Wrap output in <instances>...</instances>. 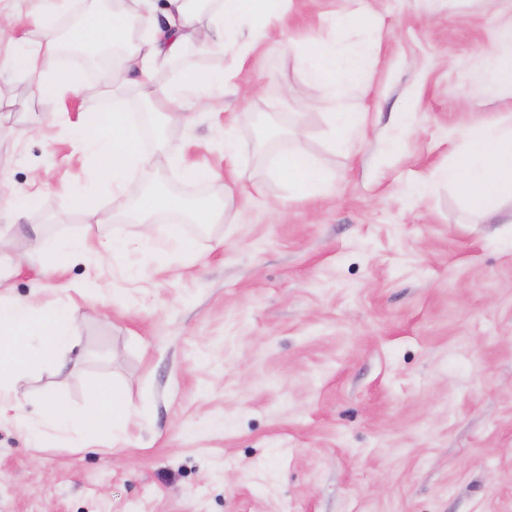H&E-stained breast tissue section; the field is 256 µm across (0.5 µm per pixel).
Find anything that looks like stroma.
Instances as JSON below:
<instances>
[{
    "label": "stroma",
    "mask_w": 512,
    "mask_h": 512,
    "mask_svg": "<svg viewBox=\"0 0 512 512\" xmlns=\"http://www.w3.org/2000/svg\"><path fill=\"white\" fill-rule=\"evenodd\" d=\"M372 3L376 26L336 31L355 0H289L285 29L240 76L249 97L165 128L171 151L215 178L185 183L159 154L128 197L158 174L187 198L223 200L229 112L248 113L236 131L249 146L301 120L334 175L330 191L301 197L249 150L238 223L183 225L195 250L181 260L162 218L129 260L58 255L57 272H41L45 240L136 239L143 227L87 224L112 192L92 176L76 112L40 97L36 77L0 78V198L31 196L7 228L0 292L79 308L74 363L31 365L17 415L0 419V512H512V210L488 222L453 186L411 192L465 134L512 123V87L485 73L512 0ZM320 34L368 48L349 98L365 130L346 150L331 146L332 105L297 65ZM56 67L97 111L149 105L103 69ZM112 384L135 408L117 436L93 398ZM53 403L94 427L30 437Z\"/></svg>",
    "instance_id": "35a3bbf8"
}]
</instances>
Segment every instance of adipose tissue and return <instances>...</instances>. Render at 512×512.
Wrapping results in <instances>:
<instances>
[{"mask_svg":"<svg viewBox=\"0 0 512 512\" xmlns=\"http://www.w3.org/2000/svg\"><path fill=\"white\" fill-rule=\"evenodd\" d=\"M65 2L40 0L38 20L43 38L35 46L20 35L11 17L0 19V73L39 75L40 95L59 102L75 90L74 80L61 76L54 68L61 47L56 15ZM195 2L166 0L165 9L159 14L154 0H141L142 12L134 24L121 11L102 13L93 9L83 15L69 40L78 46L88 44L121 51L120 60L112 68L113 82L150 89L155 103L151 121L183 123L189 119L188 109L213 106L229 94L246 97L248 89L239 83L238 77L256 38L267 36L286 22L276 0H216L217 8L202 29L196 24ZM243 20L249 28L246 40L242 41L238 38V26ZM192 41L230 51V63L206 77L188 65L177 84L154 87L155 69L179 58ZM366 55L363 47L342 53L335 38L320 36L313 38L311 52L297 56L307 87L333 101L330 138L332 145L341 148L349 146L362 131L359 115L350 111L347 99L349 78L363 68ZM78 128L87 147L102 156L94 177L112 185L111 212H91V223L103 225L132 219L149 224L156 216L172 211L181 212L191 224L232 223L226 208L207 196L195 197L186 205L173 195L149 189L134 204L126 203V180L135 169L149 167L153 159L131 113L97 112L92 121L79 123ZM273 159L276 173L293 193L314 196L333 185V174L305 151L298 140H290L286 149L274 153ZM439 181L459 188L470 207L483 218L499 215L506 203H512V126H493L472 133L457 158L422 180L418 190L428 192ZM150 242L147 233L134 241L80 237L47 244L45 251L50 255L61 251L79 261L100 250L121 256L147 247ZM32 336L38 337L39 352L51 367H66L76 341L73 305L45 307L33 298L0 295V417L18 408L17 387L23 379L20 369L32 357L26 345L27 338Z\"/></svg>","mask_w":512,"mask_h":512,"instance_id":"1","label":"adipose tissue"}]
</instances>
